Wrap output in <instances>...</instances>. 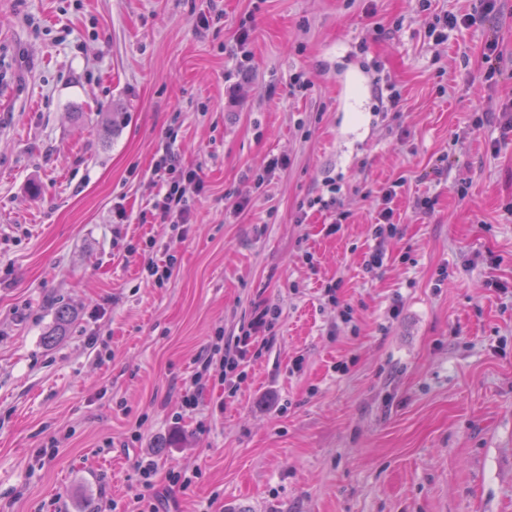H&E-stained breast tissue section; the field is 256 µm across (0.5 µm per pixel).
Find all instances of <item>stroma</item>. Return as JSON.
Masks as SVG:
<instances>
[{"mask_svg": "<svg viewBox=\"0 0 512 512\" xmlns=\"http://www.w3.org/2000/svg\"><path fill=\"white\" fill-rule=\"evenodd\" d=\"M421 2L0 0V512H111L144 453L174 512H512V0H431L477 17L439 45ZM169 133L204 171L182 239L148 211ZM267 306L236 395L185 409L195 355Z\"/></svg>", "mask_w": 512, "mask_h": 512, "instance_id": "35a3bbf8", "label": "stroma"}]
</instances>
